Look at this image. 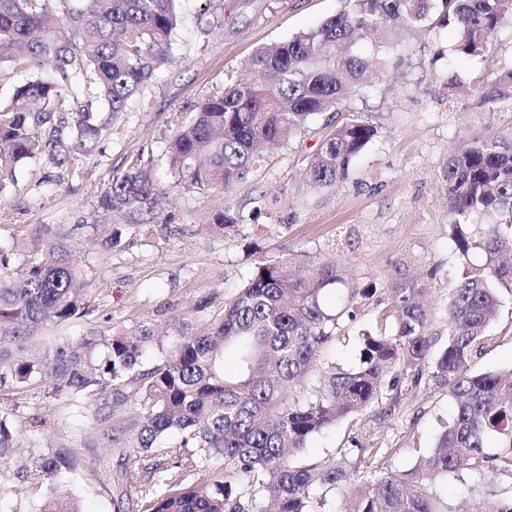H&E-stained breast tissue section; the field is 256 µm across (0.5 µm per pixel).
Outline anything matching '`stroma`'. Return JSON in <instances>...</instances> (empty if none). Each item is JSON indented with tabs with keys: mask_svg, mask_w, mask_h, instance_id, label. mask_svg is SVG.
<instances>
[{
	"mask_svg": "<svg viewBox=\"0 0 512 512\" xmlns=\"http://www.w3.org/2000/svg\"><path fill=\"white\" fill-rule=\"evenodd\" d=\"M345 0H182L173 45V63L162 66L137 95L117 130L103 137L82 177L48 185L44 162L31 160L16 182L0 192V251L18 269L36 225L49 224L68 235L76 258H89L94 274L91 318L47 328L56 341H73L89 330L118 331L148 320L164 332V344L194 335L202 317L220 313L263 260L299 262L314 269L336 264L341 280L327 286L323 302L332 307L359 293V315L323 349L318 366L345 370L360 363L364 333H381L379 313L397 288H424L431 308V332L447 339L448 280L458 266L450 236L448 193L441 172L450 152L475 136L512 137V109L487 112L470 96L474 80L512 63V28L498 34L495 53L483 60H452L453 28L425 37L392 31L387 43L397 66L390 76L369 75L364 96L352 102L377 126L378 135L353 163L347 179L312 189L304 180L305 159L314 134L277 147L247 180L229 193L176 187L162 137L172 113H187L203 98L220 93L245 75L247 60L260 47L283 42L335 16ZM460 81L449 99L448 80ZM141 159L157 174L169 203L152 230H139L133 212H107L100 192L129 161ZM266 207L256 210L257 192ZM243 224L217 232L211 216L224 203ZM108 224L120 243L106 251L92 247L86 227ZM496 336L479 359V371L512 367V296L490 327ZM21 413L43 412L55 427L41 445L73 452L78 467L73 491L83 512H113L116 489L109 480L118 450L104 448L92 421L71 405L67 393L18 397ZM454 413L447 392L435 387L402 390L394 418L369 411L337 422L309 439L297 453L299 466L347 454L359 446L389 449L392 469L413 467L418 451L430 450L442 424ZM30 447L0 462V512H29L37 500L24 488Z\"/></svg>",
	"mask_w": 512,
	"mask_h": 512,
	"instance_id": "35a3bbf8",
	"label": "stroma"
}]
</instances>
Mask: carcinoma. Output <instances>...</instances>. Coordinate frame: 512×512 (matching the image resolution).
Wrapping results in <instances>:
<instances>
[{"instance_id": "carcinoma-1", "label": "carcinoma", "mask_w": 512, "mask_h": 512, "mask_svg": "<svg viewBox=\"0 0 512 512\" xmlns=\"http://www.w3.org/2000/svg\"><path fill=\"white\" fill-rule=\"evenodd\" d=\"M179 0H0V66L38 71L15 85L0 103V192L14 184L28 159L52 168L47 182L80 177L90 143L125 115L131 100L152 82L158 63L173 52ZM345 10L319 27L268 44L251 57L254 77L236 80L195 106L173 113L164 140L169 166L182 188L225 191L243 181L269 144H287L322 117V132L307 157L313 188L345 180L353 160L378 130L349 101L366 88L368 73L390 72L376 51L357 45L393 24L431 32L456 30L454 55L483 57L512 19V0H346ZM472 93L492 111L512 108V66ZM101 101L106 110L95 103ZM452 240L460 269L448 283V341L434 350L431 313L423 288H397L386 317L393 335L363 338L361 363L315 375L323 347L345 321L356 318V295L336 313L322 305V290L338 281L336 265L304 272L283 262L261 261L244 288L195 335L165 351L150 367L143 359L162 347L157 327L140 321L118 332L90 331L75 341L47 342L27 357L12 351L48 325H66L93 313L87 299L91 263L77 262L62 244L27 256L21 273H6L0 252V459L17 447L22 427L36 436L49 428L32 413L18 423L14 396L70 394L119 449L124 499L138 490L161 459L176 458L196 483L146 491L138 512H315L328 498L331 512H451L434 493L432 476L473 472L497 498L495 512H512V368L480 372L475 364L497 341L489 328L512 291V144L474 137L443 167ZM166 195L151 169L134 160L112 176L101 195L107 211H133L156 220ZM241 224L229 203L214 214L224 230ZM100 248L117 244L107 224L91 225ZM482 262L473 264V252ZM231 355L243 373L228 379ZM436 386L456 406L431 451L413 468L386 466L387 448H361L359 475L346 455L313 467L290 456L336 422L382 408L393 415L400 381ZM494 437V449L487 438ZM75 458L66 448H39L23 478L39 491L35 512H80L68 488Z\"/></svg>"}]
</instances>
